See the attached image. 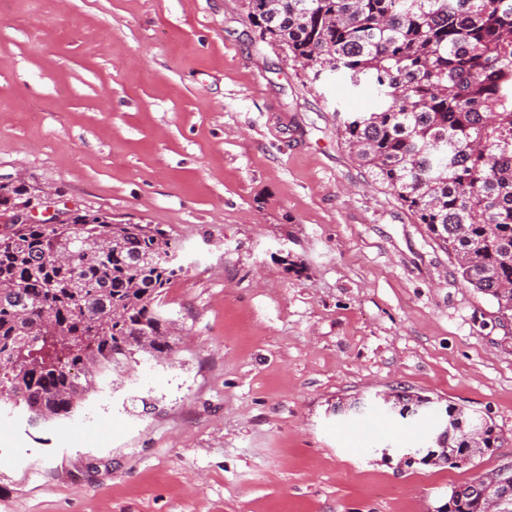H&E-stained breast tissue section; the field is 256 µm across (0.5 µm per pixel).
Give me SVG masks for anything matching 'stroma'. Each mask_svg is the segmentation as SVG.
Here are the masks:
<instances>
[{
    "instance_id": "35a3bbf8",
    "label": "stroma",
    "mask_w": 512,
    "mask_h": 512,
    "mask_svg": "<svg viewBox=\"0 0 512 512\" xmlns=\"http://www.w3.org/2000/svg\"><path fill=\"white\" fill-rule=\"evenodd\" d=\"M338 104L373 97L294 66L243 0H10L0 183L159 225L185 272L172 359L70 421L0 408V512H438L512 464V319L358 165ZM404 389L421 418L372 403ZM450 404L495 448L404 465Z\"/></svg>"
}]
</instances>
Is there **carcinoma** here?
I'll list each match as a JSON object with an SVG mask.
<instances>
[{
  "label": "carcinoma",
  "mask_w": 512,
  "mask_h": 512,
  "mask_svg": "<svg viewBox=\"0 0 512 512\" xmlns=\"http://www.w3.org/2000/svg\"><path fill=\"white\" fill-rule=\"evenodd\" d=\"M262 38L319 79L377 93L336 134L512 318V0H245ZM0 195V403L36 425L72 417L135 353H173L163 295L184 266L154 224L74 213L24 224ZM493 425L448 405V447Z\"/></svg>",
  "instance_id": "obj_1"
}]
</instances>
